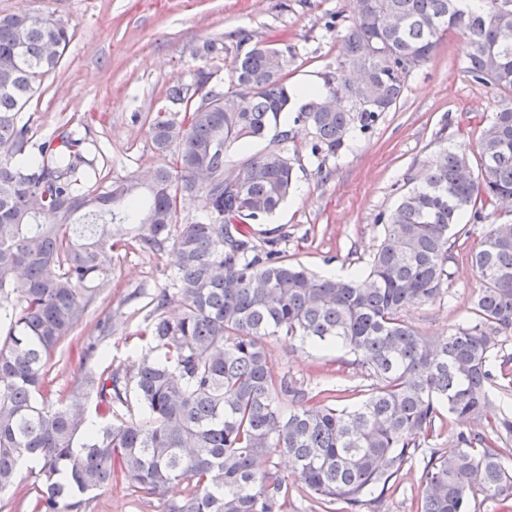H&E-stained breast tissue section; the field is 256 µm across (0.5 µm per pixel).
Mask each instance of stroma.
<instances>
[{"mask_svg": "<svg viewBox=\"0 0 512 512\" xmlns=\"http://www.w3.org/2000/svg\"><path fill=\"white\" fill-rule=\"evenodd\" d=\"M24 10L53 15L74 30L59 68L31 101L39 117L37 137H51L67 121L87 124L97 145L90 156L104 183L129 173L144 175L162 164L149 122L172 81L191 80L206 68L214 72L215 83L228 86L238 41L247 36L288 44L290 85L321 84L340 57L341 31L335 23L353 16L352 0H0V14ZM209 41L223 43L219 57H205ZM465 52L462 36L448 31L432 57L410 73L397 106L338 156L312 158L308 135L294 130L288 156L295 191L273 216L255 225L257 238L277 239L290 262L316 273L360 271L382 235L378 215L412 187L442 146L476 149L494 113L512 108V95L467 76ZM510 223L512 205L484 207L481 221L458 237L442 295L403 310L402 319L434 337L467 320L481 287L471 255L488 225ZM174 276L171 252L151 253L135 244L117 248L97 305L49 364L55 390L66 392L88 370L133 372L147 351L138 333L150 300L172 291ZM92 341L99 348L84 358ZM264 345L275 372L325 391L328 404L343 408L361 400L362 378L343 352L291 347L276 337ZM190 487L185 481L159 496L121 484L81 496L77 512H168L169 501Z\"/></svg>", "mask_w": 512, "mask_h": 512, "instance_id": "stroma-1", "label": "stroma"}]
</instances>
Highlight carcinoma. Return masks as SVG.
<instances>
[{"label":"carcinoma","instance_id":"cac0c4a2","mask_svg":"<svg viewBox=\"0 0 512 512\" xmlns=\"http://www.w3.org/2000/svg\"><path fill=\"white\" fill-rule=\"evenodd\" d=\"M342 55L323 86L288 85L291 49L239 40L230 86L175 81L156 113L154 148L169 165L143 179L91 180L86 138L64 125L32 142L30 101L60 66L68 23L18 11L0 16V491L27 457L39 461L36 512H63L78 494L123 480L151 495L193 482L169 512H287L285 480L259 461L286 454L325 512H379L405 467L421 464L416 512H512V439L504 408L512 354V224H491L472 257L482 287L472 317L448 335L424 336L400 317L434 301L450 278L455 227L477 204L512 200V109L495 113L479 142L446 147L388 212L365 268L316 275L288 262L253 225L295 183L292 120L312 157L336 156L371 131L403 94L411 71L445 32L465 38V72L512 94V0H353ZM362 103L332 107L343 85ZM267 142L228 175V149ZM203 198L202 219L172 234L180 201ZM172 246L181 312L154 298L141 332L155 355L135 371L83 374L68 399L49 393L47 366L96 301L127 241ZM336 349L361 371L363 399L338 410L303 383L274 372L263 338ZM133 392L141 415L120 424L87 420L85 402L114 409ZM471 423L440 448L444 415ZM486 426L490 432L476 431Z\"/></svg>","mask_w":512,"mask_h":512}]
</instances>
